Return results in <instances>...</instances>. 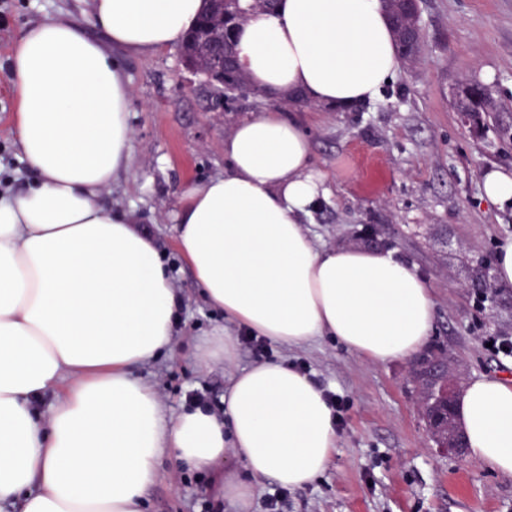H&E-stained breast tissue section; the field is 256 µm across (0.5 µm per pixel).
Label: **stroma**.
Wrapping results in <instances>:
<instances>
[{
	"mask_svg": "<svg viewBox=\"0 0 512 512\" xmlns=\"http://www.w3.org/2000/svg\"><path fill=\"white\" fill-rule=\"evenodd\" d=\"M61 13L100 37L92 0H0L1 194L20 193L36 178L17 143L10 57L26 28ZM420 13L423 51L414 64L400 65L377 101L290 105L328 189L304 230L320 248H366L375 238L415 264L435 294L429 345L447 350L459 383L484 375L512 384V358L493 357L483 343L512 336V291L479 296L469 276L493 263L499 236L512 233V207L481 198L485 173L512 168V144L494 121L463 125L453 105L458 88L479 81L493 86L503 120L512 119V0H420ZM115 59L131 87L132 151L127 171L101 198L154 240L182 302L173 350L137 374L168 415L194 392L218 410L231 379L258 358L240 342V328L201 297L175 245V217L192 189L223 173L225 135L275 103L205 85L177 46ZM220 329L239 340L234 360L200 367L199 348ZM267 358L305 363L318 385L347 400L325 471L289 490L285 512H512V477L429 438L410 359L377 362L330 336L295 346L270 342ZM213 477L163 459L143 512H231L219 507Z\"/></svg>",
	"mask_w": 512,
	"mask_h": 512,
	"instance_id": "stroma-1",
	"label": "stroma"
}]
</instances>
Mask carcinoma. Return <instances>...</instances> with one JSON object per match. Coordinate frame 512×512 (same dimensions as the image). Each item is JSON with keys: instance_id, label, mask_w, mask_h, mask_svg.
<instances>
[{"instance_id": "obj_1", "label": "carcinoma", "mask_w": 512, "mask_h": 512, "mask_svg": "<svg viewBox=\"0 0 512 512\" xmlns=\"http://www.w3.org/2000/svg\"><path fill=\"white\" fill-rule=\"evenodd\" d=\"M397 41L401 60L411 63L422 51L423 41L420 17L410 12L403 0H383ZM275 6L273 0H204V11L197 26L182 43V55L187 67L213 82H224L229 90L247 89V79L238 67L224 70V79H219L215 70L216 55L222 53L229 59H236L231 32L256 13H264ZM475 97L455 101L460 112L495 111L492 87L474 83ZM448 363L447 353L435 348L429 354L415 360L411 371L420 386V404L424 419H429L441 403L444 368Z\"/></svg>"}]
</instances>
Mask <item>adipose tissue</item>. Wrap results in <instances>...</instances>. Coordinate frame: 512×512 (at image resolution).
I'll use <instances>...</instances> for the list:
<instances>
[{
    "instance_id": "ef3b65f1",
    "label": "adipose tissue",
    "mask_w": 512,
    "mask_h": 512,
    "mask_svg": "<svg viewBox=\"0 0 512 512\" xmlns=\"http://www.w3.org/2000/svg\"><path fill=\"white\" fill-rule=\"evenodd\" d=\"M202 7L93 0L104 40L61 15L29 26L12 52L17 138L38 176L0 196V502L22 500L23 512H142L162 456L204 471L228 446L243 469L220 478L218 495L246 512L264 483L314 482L336 448L323 390L285 363L235 376L220 416L192 403L168 417L136 374L172 349L179 300L152 240L100 199L131 153V90L112 54L178 45ZM236 48L273 99L371 102L400 66L381 0H278L239 27ZM224 156V173L176 216L206 303L288 345L332 336L379 362L422 350L435 297L416 267L376 249H320L303 231L325 189L293 118L238 123ZM455 419L471 458L512 477V384L472 379Z\"/></svg>"
}]
</instances>
